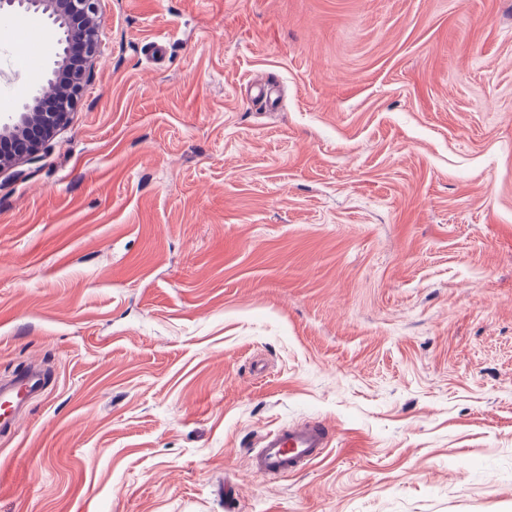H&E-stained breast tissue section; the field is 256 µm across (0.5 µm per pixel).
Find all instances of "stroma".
Returning <instances> with one entry per match:
<instances>
[{
	"label": "stroma",
	"instance_id": "stroma-1",
	"mask_svg": "<svg viewBox=\"0 0 512 512\" xmlns=\"http://www.w3.org/2000/svg\"><path fill=\"white\" fill-rule=\"evenodd\" d=\"M100 9L0 174V383L49 382L0 512H512V0ZM55 60H0V114ZM309 419L320 459L249 467ZM67 112H13L7 122H1L0 141V174L11 170L18 163H14L18 156H30L34 159L40 152L44 143L48 141L55 129L62 123ZM10 130L11 136L3 137V131ZM48 133L49 135H45ZM50 136V137H48ZM8 143L10 153L5 155L3 146ZM13 143L17 144V151L12 148ZM47 144L44 145V148ZM43 148V149H44ZM330 438L329 428L319 421L282 426L263 436L260 447L249 455L250 463L275 477L291 475L320 458Z\"/></svg>",
	"mask_w": 512,
	"mask_h": 512
}]
</instances>
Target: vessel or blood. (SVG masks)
<instances>
[{
  "label": "vessel or blood",
  "instance_id": "b4317fda",
  "mask_svg": "<svg viewBox=\"0 0 512 512\" xmlns=\"http://www.w3.org/2000/svg\"><path fill=\"white\" fill-rule=\"evenodd\" d=\"M12 392L0 389V426L10 418L14 402L39 392L45 377L37 371L22 370L11 380ZM330 431L319 421L287 425L267 432L259 448L250 455L253 469L275 477L294 474L318 459L329 445Z\"/></svg>",
  "mask_w": 512,
  "mask_h": 512
}]
</instances>
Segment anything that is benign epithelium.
Listing matches in <instances>:
<instances>
[{"instance_id": "obj_1", "label": "benign epithelium", "mask_w": 512, "mask_h": 512, "mask_svg": "<svg viewBox=\"0 0 512 512\" xmlns=\"http://www.w3.org/2000/svg\"><path fill=\"white\" fill-rule=\"evenodd\" d=\"M100 0H0V13L34 12L54 19L64 30V42H78L83 50L84 81L100 53ZM63 112H15L0 125L11 136L0 139V174L15 167L18 156L36 157L49 134L62 123Z\"/></svg>"}]
</instances>
